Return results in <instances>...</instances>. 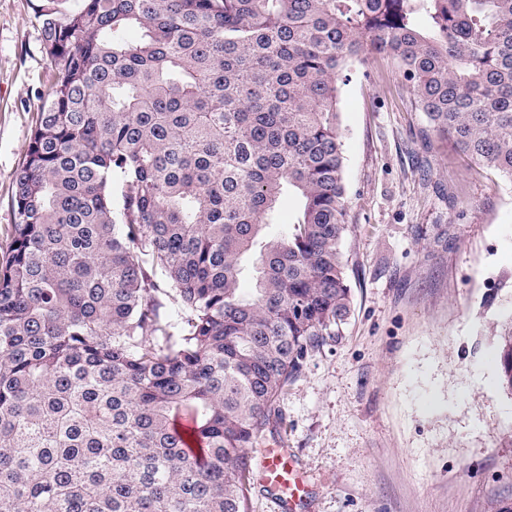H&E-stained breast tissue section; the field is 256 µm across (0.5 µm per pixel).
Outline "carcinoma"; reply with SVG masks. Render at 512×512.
<instances>
[{
  "label": "carcinoma",
  "mask_w": 512,
  "mask_h": 512,
  "mask_svg": "<svg viewBox=\"0 0 512 512\" xmlns=\"http://www.w3.org/2000/svg\"><path fill=\"white\" fill-rule=\"evenodd\" d=\"M61 3L0 260V512H249L247 449L351 311L341 72L392 59L512 180V0Z\"/></svg>",
  "instance_id": "carcinoma-1"
}]
</instances>
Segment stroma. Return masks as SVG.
I'll return each mask as SVG.
<instances>
[{
	"instance_id": "stroma-1",
	"label": "stroma",
	"mask_w": 512,
	"mask_h": 512,
	"mask_svg": "<svg viewBox=\"0 0 512 512\" xmlns=\"http://www.w3.org/2000/svg\"><path fill=\"white\" fill-rule=\"evenodd\" d=\"M54 63L35 0H0V255ZM339 104L351 314L277 399L296 512H512V181L430 135L397 64L350 62ZM498 364L502 387L512 393V319L499 331Z\"/></svg>"
}]
</instances>
